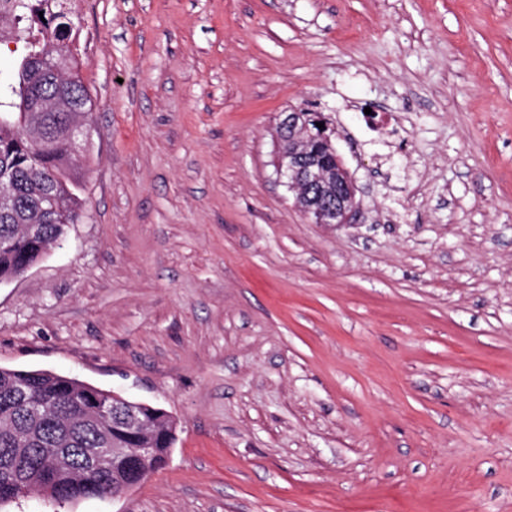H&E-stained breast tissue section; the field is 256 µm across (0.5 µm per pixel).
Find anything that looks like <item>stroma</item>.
<instances>
[{
  "label": "stroma",
  "mask_w": 512,
  "mask_h": 512,
  "mask_svg": "<svg viewBox=\"0 0 512 512\" xmlns=\"http://www.w3.org/2000/svg\"><path fill=\"white\" fill-rule=\"evenodd\" d=\"M74 22L85 214L0 284V367L179 428L120 496L0 512H512V0H86ZM292 108L335 127L358 223H311L278 181Z\"/></svg>",
  "instance_id": "35a3bbf8"
}]
</instances>
